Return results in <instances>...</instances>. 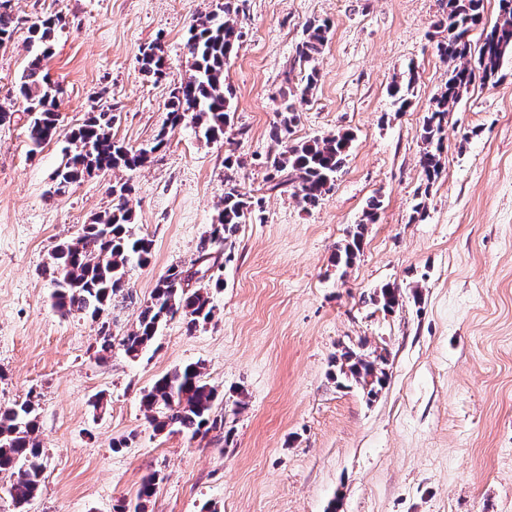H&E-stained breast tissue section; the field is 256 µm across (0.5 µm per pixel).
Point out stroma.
Masks as SVG:
<instances>
[{
    "label": "stroma",
    "mask_w": 512,
    "mask_h": 512,
    "mask_svg": "<svg viewBox=\"0 0 512 512\" xmlns=\"http://www.w3.org/2000/svg\"><path fill=\"white\" fill-rule=\"evenodd\" d=\"M223 2L0 0L16 19L0 48V104L28 60L31 23L66 21L46 65L65 89L56 138L33 152L25 120L0 123V406L39 403L44 479L29 512H114L153 471L161 481L146 512H512V64L496 83L474 81L449 112L444 171L429 187L421 128L448 69L437 52L442 0H244L225 70L234 124L207 145L191 123L167 129V104L191 73L188 29ZM316 19L331 36L290 138L348 130L354 140L334 188L305 209L272 186L267 159ZM156 39L171 65L161 82L137 62ZM410 66L418 81L400 109L388 87ZM93 110L117 114L114 138L151 148L150 159L53 194L68 135ZM162 131L167 143L153 149ZM229 176L262 209L231 239L235 259L209 291L212 321L190 332L175 317L141 358L116 347L98 360L97 324L52 307L56 245L111 210L115 179H131L133 229L153 250L130 267L128 298L110 306L121 337L167 268L196 257ZM372 199L378 219L339 273L336 246ZM385 284L404 297L391 314L370 300ZM345 347L386 351L376 399L330 378ZM190 362L222 395L231 437L150 425L144 390Z\"/></svg>",
    "instance_id": "1"
}]
</instances>
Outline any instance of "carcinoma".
Instances as JSON below:
<instances>
[{
  "instance_id": "obj_1",
  "label": "carcinoma",
  "mask_w": 512,
  "mask_h": 512,
  "mask_svg": "<svg viewBox=\"0 0 512 512\" xmlns=\"http://www.w3.org/2000/svg\"><path fill=\"white\" fill-rule=\"evenodd\" d=\"M498 4V19L490 26L483 25V0H445L446 11L436 22V26L446 32L437 49L439 56L448 63V71L422 125L425 149L419 163L427 189L443 168V132L448 112L475 78L484 82L498 81L506 58L512 56V0H498ZM239 11V0H224V16L205 15L192 25L185 44L192 60V74L170 93L171 127L188 118L197 137L207 143L224 138L235 112L233 91L225 84L224 72L243 36L236 21ZM479 26L482 33L478 58L470 66L463 62L467 48L461 47V40L469 39L470 32ZM60 27L62 18L50 15L35 20L28 29L31 56L21 72L18 94L24 103L28 140L34 150L51 141L58 129L63 89L49 78L46 60ZM14 31V17L0 11V46L12 40ZM329 33L328 21L314 20L307 24L304 39L297 46L298 61L305 70L303 85L299 88L302 97L318 81L315 60L328 43ZM138 63L144 76L157 81L166 77L170 69L158 42L139 48ZM416 80L417 74L411 68L394 77L389 86L394 102L405 106ZM280 116L279 125L272 131L278 151L268 160L270 180L292 186L299 204L305 208L315 207L333 188L345 164L353 135L346 130L320 141L295 143L288 139V134L300 120L298 111L289 103ZM115 119L116 115L110 112H90L84 123L71 131L69 146L56 173L55 192L64 193L95 173L135 171L147 164L149 156L142 150L129 148L114 139ZM133 190L127 180L113 183L112 196L117 204L83 225L78 235L59 243L48 264L55 285L53 307L64 315L79 312L93 321H100L96 349L100 360L112 355V333L108 322L101 317L114 299L129 294L128 266L146 264L152 253V239L132 230L126 199ZM259 207L261 200L245 197L236 183L226 182L222 207L200 245L197 258L192 260L199 268L192 272L175 265L158 279L150 302L141 307L136 316L134 328L120 340L126 356L136 359L148 351L161 325L178 313L184 317L189 331L212 320L214 305L206 289L223 286L221 269L233 261L234 254L226 251L224 261L218 262L208 253L209 245L228 241L246 222L247 215ZM377 210L378 202L371 201L362 223L356 225L345 242L336 245L333 262L342 273H347L354 265L361 251L365 225L375 223ZM192 280L200 282L201 286L191 288ZM372 301L383 311L392 313L402 305L403 296L399 289L386 284L374 293ZM386 366L387 357L375 350L364 353L344 347L333 357L330 376L340 386L347 383L361 386L372 399L385 388ZM218 399L219 393L206 381L202 365L189 363L158 378L143 394L142 403L150 412L155 431L170 429L194 438L224 427V418L214 415ZM36 432L37 413L32 400L0 408V473L11 478L8 497L13 512H26L42 484L43 465ZM158 480L155 474L144 479L137 492L135 508L122 503L115 512H144Z\"/></svg>"
}]
</instances>
